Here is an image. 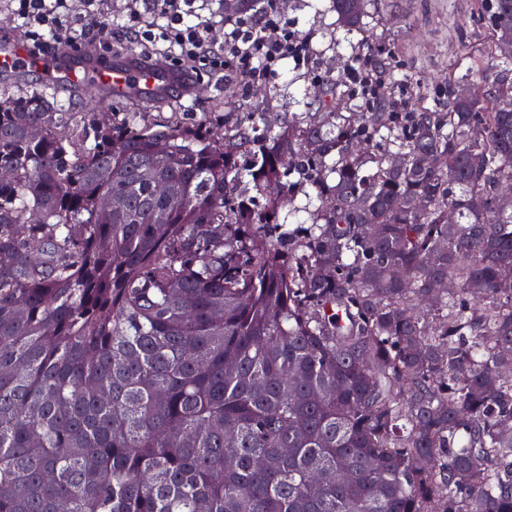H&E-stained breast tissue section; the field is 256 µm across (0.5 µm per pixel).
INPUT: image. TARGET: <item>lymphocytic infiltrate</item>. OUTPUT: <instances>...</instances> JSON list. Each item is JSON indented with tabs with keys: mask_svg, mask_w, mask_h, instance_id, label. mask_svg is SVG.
<instances>
[{
	"mask_svg": "<svg viewBox=\"0 0 512 512\" xmlns=\"http://www.w3.org/2000/svg\"><path fill=\"white\" fill-rule=\"evenodd\" d=\"M13 19L24 28L27 43L36 53L50 51L52 41L66 31L69 0H11ZM197 0H140L129 10L125 37L134 45H161L168 62L190 59L197 74L224 70L243 84L273 77L281 60L310 61L307 41L296 34L273 5L255 17L237 20L223 43L212 42L204 24H186L197 11Z\"/></svg>",
	"mask_w": 512,
	"mask_h": 512,
	"instance_id": "lymphocytic-infiltrate-1",
	"label": "lymphocytic infiltrate"
}]
</instances>
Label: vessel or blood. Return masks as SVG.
I'll return each mask as SVG.
<instances>
[{"mask_svg": "<svg viewBox=\"0 0 512 512\" xmlns=\"http://www.w3.org/2000/svg\"><path fill=\"white\" fill-rule=\"evenodd\" d=\"M0 70L34 73L46 84L70 91L89 93L105 87L113 99L135 96L150 105L168 102L191 88L188 74L166 65H144L132 55L115 65L83 59L62 63L51 54L31 55L19 36L4 25L0 26Z\"/></svg>", "mask_w": 512, "mask_h": 512, "instance_id": "obj_1", "label": "vessel or blood"}]
</instances>
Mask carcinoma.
Returning <instances> with one entry per match:
<instances>
[{
    "label": "carcinoma",
    "mask_w": 512,
    "mask_h": 512,
    "mask_svg": "<svg viewBox=\"0 0 512 512\" xmlns=\"http://www.w3.org/2000/svg\"><path fill=\"white\" fill-rule=\"evenodd\" d=\"M477 6L442 109L358 61L291 119L0 100V512H512V0Z\"/></svg>",
    "instance_id": "obj_1"
}]
</instances>
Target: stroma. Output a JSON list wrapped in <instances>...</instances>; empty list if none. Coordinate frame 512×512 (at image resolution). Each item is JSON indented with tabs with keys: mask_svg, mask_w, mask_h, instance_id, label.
<instances>
[{
	"mask_svg": "<svg viewBox=\"0 0 512 512\" xmlns=\"http://www.w3.org/2000/svg\"><path fill=\"white\" fill-rule=\"evenodd\" d=\"M282 16L313 50L301 67L293 60L279 63L277 73L260 87L237 88L234 99L216 97L214 76L197 81L193 91L166 105L145 106L136 98L109 101L111 112H142L148 120H167L177 112H234L255 103L257 91L267 92L284 112H311L319 86L340 80L351 58L381 60L398 90L423 89L425 105L443 107L442 92L449 74H465L489 30L475 0H366L365 28H343L331 0H277ZM37 90L73 112L87 111L91 96L60 92L35 77L20 74L0 80V96Z\"/></svg>",
	"mask_w": 512,
	"mask_h": 512,
	"instance_id": "1",
	"label": "stroma"
}]
</instances>
